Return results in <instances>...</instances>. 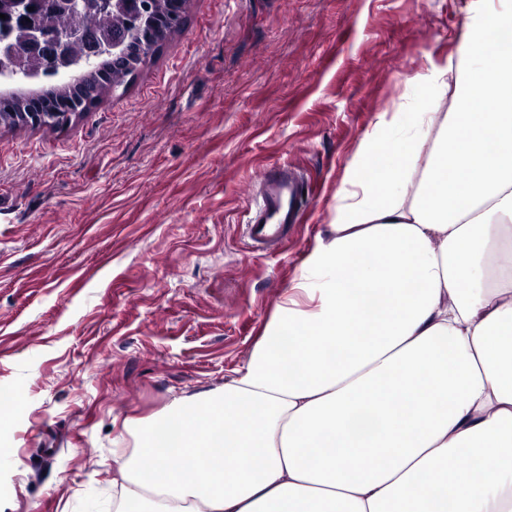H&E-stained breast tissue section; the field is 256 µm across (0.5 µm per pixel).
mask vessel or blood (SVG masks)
Returning <instances> with one entry per match:
<instances>
[{"label": "vessel or blood", "instance_id": "1", "mask_svg": "<svg viewBox=\"0 0 512 512\" xmlns=\"http://www.w3.org/2000/svg\"><path fill=\"white\" fill-rule=\"evenodd\" d=\"M261 185L262 216L247 225L245 236L253 248L278 249L287 242L289 230L301 221L306 180L298 171L284 165L267 171Z\"/></svg>", "mask_w": 512, "mask_h": 512}]
</instances>
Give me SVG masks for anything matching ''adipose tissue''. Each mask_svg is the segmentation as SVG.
I'll return each mask as SVG.
<instances>
[{
  "instance_id": "obj_1",
  "label": "adipose tissue",
  "mask_w": 512,
  "mask_h": 512,
  "mask_svg": "<svg viewBox=\"0 0 512 512\" xmlns=\"http://www.w3.org/2000/svg\"><path fill=\"white\" fill-rule=\"evenodd\" d=\"M446 112L362 137L330 229L222 390L136 430L113 512H512V0Z\"/></svg>"
}]
</instances>
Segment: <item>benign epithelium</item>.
<instances>
[{
    "instance_id": "obj_1",
    "label": "benign epithelium",
    "mask_w": 512,
    "mask_h": 512,
    "mask_svg": "<svg viewBox=\"0 0 512 512\" xmlns=\"http://www.w3.org/2000/svg\"><path fill=\"white\" fill-rule=\"evenodd\" d=\"M37 0H8L0 18V81L34 80L41 75L40 65L55 64L61 80L73 82L75 72L95 64L104 51L117 52L125 45L128 32L139 25L140 17L150 10V0H52L55 19L49 24H18L28 17V8ZM119 15L124 27L112 31L111 38L101 39L96 28L69 25L63 18L76 15L100 17ZM31 123L38 126L56 115L50 101H37L30 110Z\"/></svg>"
}]
</instances>
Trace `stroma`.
I'll return each instance as SVG.
<instances>
[{
  "label": "stroma",
  "mask_w": 512,
  "mask_h": 512,
  "mask_svg": "<svg viewBox=\"0 0 512 512\" xmlns=\"http://www.w3.org/2000/svg\"><path fill=\"white\" fill-rule=\"evenodd\" d=\"M464 0H190L138 73L58 130L0 126V512H112L136 423L223 388L381 116L454 58ZM311 186L252 249L258 182Z\"/></svg>",
  "instance_id": "stroma-1"
}]
</instances>
